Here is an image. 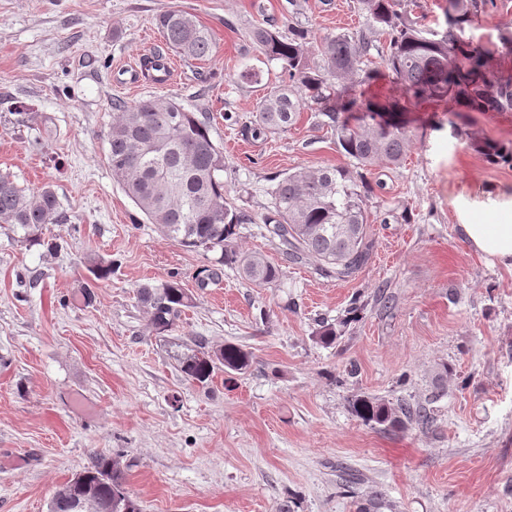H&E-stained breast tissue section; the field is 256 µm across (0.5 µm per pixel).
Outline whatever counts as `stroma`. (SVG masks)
Masks as SVG:
<instances>
[{
    "instance_id": "obj_1",
    "label": "stroma",
    "mask_w": 512,
    "mask_h": 512,
    "mask_svg": "<svg viewBox=\"0 0 512 512\" xmlns=\"http://www.w3.org/2000/svg\"><path fill=\"white\" fill-rule=\"evenodd\" d=\"M166 10L206 27L212 54L178 59L166 89L129 86L123 67L166 48L155 26ZM255 24L315 39L368 29L358 0H0V172L50 185L62 216L44 231L55 251L0 224V512H48L93 455L116 453L142 512H284L290 499L295 512H359L373 498L380 512H512V271L457 228L460 211L482 215L485 185L512 188V165L467 138L512 145V111L413 106L406 161L372 177L368 264L348 281L321 276L288 261L260 218L276 179L350 160L310 107L288 131L252 137L260 98L288 80L250 43ZM506 27L512 0H495L469 34L487 46ZM150 98L206 117L227 197L255 218L232 244L278 265L276 284L226 267L199 287L214 253L165 238L113 179L112 103ZM452 123L467 132L453 146ZM91 253L111 263L108 279L90 273ZM172 275L192 304L177 337H160L136 290ZM357 295L359 320L321 343V322ZM193 336L240 346L250 369L186 380L174 340ZM356 396L425 407L432 422L364 424ZM344 471L355 496L338 488Z\"/></svg>"
}]
</instances>
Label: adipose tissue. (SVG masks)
I'll return each mask as SVG.
<instances>
[{
	"mask_svg": "<svg viewBox=\"0 0 512 512\" xmlns=\"http://www.w3.org/2000/svg\"><path fill=\"white\" fill-rule=\"evenodd\" d=\"M487 219L464 216L459 226L471 249L487 263L512 269V200L503 201L493 185L485 192Z\"/></svg>",
	"mask_w": 512,
	"mask_h": 512,
	"instance_id": "obj_1",
	"label": "adipose tissue"
}]
</instances>
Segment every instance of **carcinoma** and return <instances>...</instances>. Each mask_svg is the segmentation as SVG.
<instances>
[{"mask_svg":"<svg viewBox=\"0 0 512 512\" xmlns=\"http://www.w3.org/2000/svg\"><path fill=\"white\" fill-rule=\"evenodd\" d=\"M370 31L388 34L385 64L402 90V98L384 103L369 99L357 88L373 81L372 40L336 34L313 46L304 32L288 36L254 25L248 38L269 61L281 64L288 83L262 97L255 113V135L285 132L300 109L314 106L336 132V145L354 167L304 168L285 175L271 191V206L262 217L270 237L279 241L290 260H304L326 277L346 280L369 261L367 202L373 193L369 174L382 165H402L414 133L404 113L421 102H446L450 112L512 111V74L491 75L487 58L493 50L473 44L466 28L491 0H448L444 25L424 30L398 10L400 0H359ZM166 45L180 56L202 60L210 56L209 30L191 15L169 10L156 17ZM108 160L113 178L147 220L167 238L190 251H220L219 267L208 270L214 280L221 267L238 271L245 280L265 286L280 276L277 266L259 253L231 246L237 228L254 223L249 212L230 205L224 190V152L210 136L208 122L173 100L112 102ZM474 147L489 161L512 163V146L484 138ZM61 223L54 191L20 187L0 173V224L22 232L30 246L42 242L49 224ZM137 297L147 308L148 322L158 335L176 330L191 297L172 276L159 284H142ZM176 361L190 381L205 385L217 365L244 371L251 355L226 344L206 349L205 340L181 342ZM352 412L369 425L405 429L411 423L426 426L424 409L391 405L368 397L351 402ZM57 490L49 512H72L73 503L89 495L99 512H141L127 491L119 457L97 455Z\"/></svg>","mask_w":512,"mask_h":512,"instance_id":"1","label":"carcinoma"}]
</instances>
